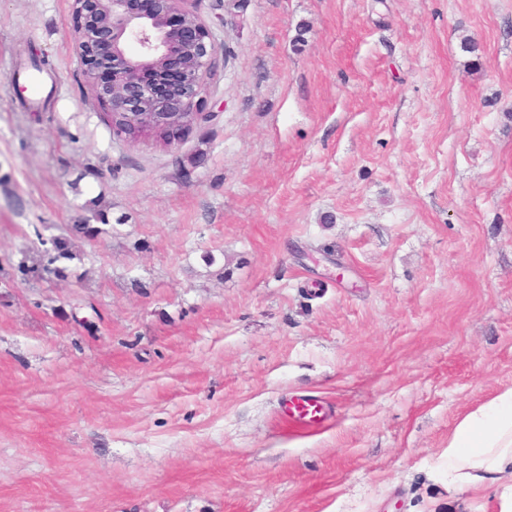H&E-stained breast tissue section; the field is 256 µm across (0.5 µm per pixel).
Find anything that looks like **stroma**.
Listing matches in <instances>:
<instances>
[{"instance_id":"1","label":"stroma","mask_w":512,"mask_h":512,"mask_svg":"<svg viewBox=\"0 0 512 512\" xmlns=\"http://www.w3.org/2000/svg\"><path fill=\"white\" fill-rule=\"evenodd\" d=\"M189 7L210 116L164 148L72 0H0V512H498L447 450L512 388V0ZM287 416L296 424L318 426L323 421L324 407L318 399L311 397L297 398L288 404Z\"/></svg>"}]
</instances>
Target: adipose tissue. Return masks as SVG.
<instances>
[{
	"label": "adipose tissue",
	"mask_w": 512,
	"mask_h": 512,
	"mask_svg": "<svg viewBox=\"0 0 512 512\" xmlns=\"http://www.w3.org/2000/svg\"><path fill=\"white\" fill-rule=\"evenodd\" d=\"M512 476V388L465 414L448 437L452 483L480 487Z\"/></svg>",
	"instance_id": "1"
}]
</instances>
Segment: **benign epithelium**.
<instances>
[{"instance_id":"obj_1","label":"benign epithelium","mask_w":512,"mask_h":512,"mask_svg":"<svg viewBox=\"0 0 512 512\" xmlns=\"http://www.w3.org/2000/svg\"><path fill=\"white\" fill-rule=\"evenodd\" d=\"M188 0H72L85 82L112 134L129 143L185 141L208 117L219 47Z\"/></svg>"}]
</instances>
